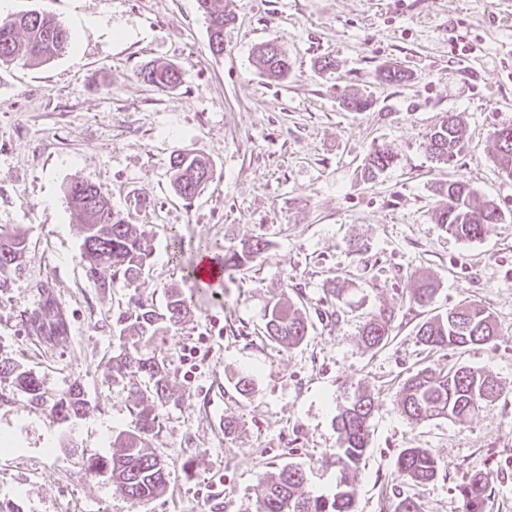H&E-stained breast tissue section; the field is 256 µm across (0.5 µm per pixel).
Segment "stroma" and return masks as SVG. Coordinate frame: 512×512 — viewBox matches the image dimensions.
Wrapping results in <instances>:
<instances>
[{
	"label": "stroma",
	"instance_id": "35a3bbf8",
	"mask_svg": "<svg viewBox=\"0 0 512 512\" xmlns=\"http://www.w3.org/2000/svg\"><path fill=\"white\" fill-rule=\"evenodd\" d=\"M236 15L223 53L209 47L197 0H8L6 14L45 11L71 34L63 56L40 65L0 66V226H22L25 270L0 292V351L50 385L83 387L89 413L74 426L52 423L25 397L0 406V495L24 512H256L253 488L288 463L307 471L306 491L330 494L333 419L343 387L376 398L369 448L358 474L357 512H392L408 493L394 462L401 450L431 449L443 471L419 489L421 512H464L457 486L492 472L490 512H512V179L494 163L495 130L512 126V0H231ZM276 43L291 72L277 81L254 50ZM335 60L321 71L323 58ZM181 68L173 91L143 82L146 64ZM398 65L401 83L380 79ZM368 97L366 111L342 105ZM467 132L450 164L426 152L427 133L448 114ZM378 146L395 164L368 181ZM178 150L208 157L213 175L193 200L170 187ZM461 178L503 215L476 241L434 221L439 182ZM101 185L128 223L153 233L140 281L162 303L184 281L171 237L227 249L260 237L268 250L228 270L216 295L195 297L193 313L148 344L163 357L182 400L160 417L148 443L168 472L167 490L129 500L105 477L86 475L93 454L132 422V380H112L122 288L88 280L81 234L65 190ZM436 282L431 305L409 303L413 275ZM58 303L70 341L31 335L27 318L44 295ZM288 295L309 334L288 350L263 334L267 303ZM495 316L494 342L428 353L421 323L461 301ZM393 310L384 347L366 348L362 322ZM467 364L497 380L499 397L473 419L414 422L396 401L403 379L427 365ZM254 378L241 396L235 383ZM237 428L225 434L223 420ZM75 444L59 450L63 438Z\"/></svg>",
	"mask_w": 512,
	"mask_h": 512
}]
</instances>
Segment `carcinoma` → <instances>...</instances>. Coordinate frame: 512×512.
<instances>
[{
	"mask_svg": "<svg viewBox=\"0 0 512 512\" xmlns=\"http://www.w3.org/2000/svg\"><path fill=\"white\" fill-rule=\"evenodd\" d=\"M198 8L208 23L209 46L215 53L224 50V26L234 20L224 0H198ZM71 46L69 31L48 15L32 10L22 15L0 18V64L22 58L40 65L66 52ZM259 65L276 79H285L290 71L286 54L273 42L257 51ZM143 79L163 90H173L182 83V70L174 65H151L142 69ZM465 133L460 121L450 114L430 132L426 149L439 161L450 162L460 149ZM494 159L507 178H512V126L494 131ZM394 154L378 148L369 155L364 175L374 179L390 168ZM212 165L208 159L192 151H180L171 160V186L175 194L190 200L202 191L201 178ZM442 197L435 211V223L448 234L461 240H477L485 227L502 220V213L490 200L477 195L464 180H453L438 187ZM66 197L74 223L82 235L80 263L88 277L99 288H110L121 282L135 290L128 312L119 314L120 352L112 357L110 374H134L142 385L130 394L135 427L122 431L112 439L107 456H91L86 473L108 475L125 496L134 501H149L167 487L164 464L146 451L150 438L160 428V415L181 398L171 387L164 360L143 348L142 339H150L160 331L183 322L192 312V297L181 288L171 286L164 293V304L157 307L140 297L136 290L150 262L153 248L149 232L128 223L122 213L112 207L108 193L99 185L76 180L67 187ZM267 250V242L252 239L241 249L224 252L206 240H198L195 256H209L229 270H238ZM28 258V240L18 227L0 228V289L9 287L20 276ZM435 282L426 276L411 279L410 300L428 305L436 294ZM54 300L31 312L28 321L37 334L60 344L68 340V327L55 314ZM392 313L379 310L368 316L361 329L364 344L372 349L386 345L391 332ZM309 333L307 317L294 303L279 298L265 311L264 335L275 343L294 348ZM497 335V323L482 304L465 301L423 322L417 329L418 341L431 350L464 348L487 344ZM18 395L41 409L60 424H72L90 410L83 389L74 384L53 390L43 378L20 360L0 352V401ZM499 395L497 381L489 374L468 365L450 368L424 367L406 377L399 387L398 405L410 419H450L459 423L473 417L483 403ZM343 405L335 417L338 448L334 464L338 476L329 495L305 493L306 471L292 463L261 480L254 488L258 512H356L357 479L361 461L366 455L370 420L376 408L375 397L363 387L346 388L341 394ZM441 464L429 448H405L398 456L396 472L405 484L420 488L438 479ZM493 481L489 471L473 473L458 485L466 512H484Z\"/></svg>",
	"mask_w": 512,
	"mask_h": 512,
	"instance_id": "1",
	"label": "carcinoma"
}]
</instances>
